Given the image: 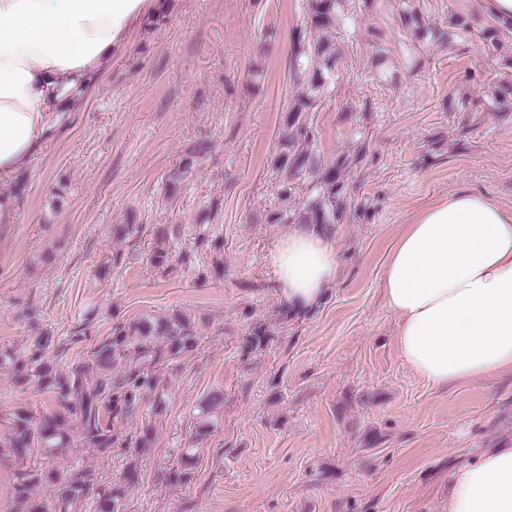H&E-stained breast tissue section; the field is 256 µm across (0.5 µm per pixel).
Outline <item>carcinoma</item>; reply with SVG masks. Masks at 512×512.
<instances>
[{
  "instance_id": "cac0c4a2",
  "label": "carcinoma",
  "mask_w": 512,
  "mask_h": 512,
  "mask_svg": "<svg viewBox=\"0 0 512 512\" xmlns=\"http://www.w3.org/2000/svg\"><path fill=\"white\" fill-rule=\"evenodd\" d=\"M377 0H307L306 16L296 28L290 57L292 82L297 93L287 105L288 119L281 137L277 170L285 173L278 193L283 203L295 194L300 180L305 187L303 211L282 208L272 217L277 224H332L342 209L341 184L336 168L320 170L311 153L315 130L308 113L321 109L324 101L336 92V31L347 21L365 13ZM401 24L418 33L428 32L433 41L442 43L454 31H435L409 0H402ZM169 228L153 232L151 263L159 271L169 267ZM212 255L214 268H219L224 240L200 233L192 245L182 250V264H194L199 252ZM198 336L192 321L181 314L156 319L144 318L131 324L116 325L112 334L90 350V359L62 372L55 369L53 359L66 353L69 346L58 342L49 330L21 346L0 350V368L8 369L18 384L37 382L53 393L58 409L41 422L32 413L15 409L9 414V427L0 435V454L13 456L18 463L14 493L26 503L25 512H80L84 501L93 499L99 512H119L123 489L102 484L95 472L80 467L42 469L27 465L28 458L38 452L49 458L74 453L81 446L101 458H109L116 448L127 452L148 448L153 443L154 429L145 421L138 424L135 438L112 429V419L132 421L141 403L152 401V415L162 416L167 410V394L159 369L182 353L197 347ZM224 396L217 392L198 406L196 433L205 436L217 425ZM193 456L183 452L181 466L169 474L172 484L193 480ZM43 484L54 487L51 496L36 497L32 490Z\"/></svg>"
}]
</instances>
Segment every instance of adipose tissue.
Here are the masks:
<instances>
[{"label":"adipose tissue","mask_w":512,"mask_h":512,"mask_svg":"<svg viewBox=\"0 0 512 512\" xmlns=\"http://www.w3.org/2000/svg\"><path fill=\"white\" fill-rule=\"evenodd\" d=\"M159 0H0V181L28 167L62 124L66 94L112 63L135 19ZM291 311L315 306L339 270L334 240L297 226L269 256ZM402 362L437 387L512 369V210L473 190L411 215L382 269ZM448 512H512V447L452 475Z\"/></svg>","instance_id":"obj_1"}]
</instances>
